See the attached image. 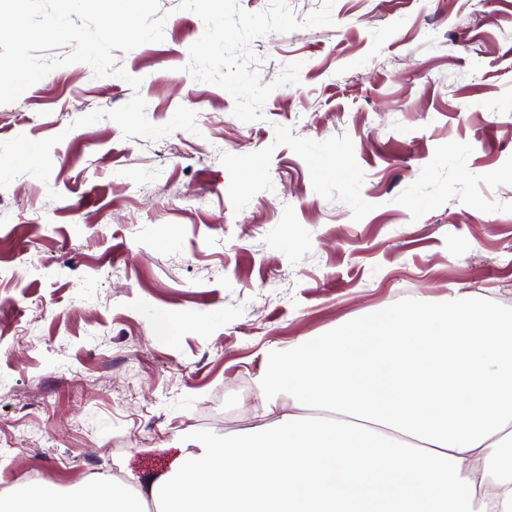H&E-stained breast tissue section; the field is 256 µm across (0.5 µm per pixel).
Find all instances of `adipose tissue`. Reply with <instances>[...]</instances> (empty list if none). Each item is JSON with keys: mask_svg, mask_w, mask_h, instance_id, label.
Here are the masks:
<instances>
[{"mask_svg": "<svg viewBox=\"0 0 512 512\" xmlns=\"http://www.w3.org/2000/svg\"><path fill=\"white\" fill-rule=\"evenodd\" d=\"M261 381V421L190 434L140 490L20 481L0 512H512V313L420 296L267 353Z\"/></svg>", "mask_w": 512, "mask_h": 512, "instance_id": "1", "label": "adipose tissue"}]
</instances>
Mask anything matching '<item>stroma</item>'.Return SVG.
Segmentation results:
<instances>
[{"label":"stroma","instance_id":"35a3bbf8","mask_svg":"<svg viewBox=\"0 0 512 512\" xmlns=\"http://www.w3.org/2000/svg\"><path fill=\"white\" fill-rule=\"evenodd\" d=\"M159 12L140 86L0 104V487L168 473L250 426L266 350L417 296L512 312V0Z\"/></svg>","mask_w":512,"mask_h":512}]
</instances>
